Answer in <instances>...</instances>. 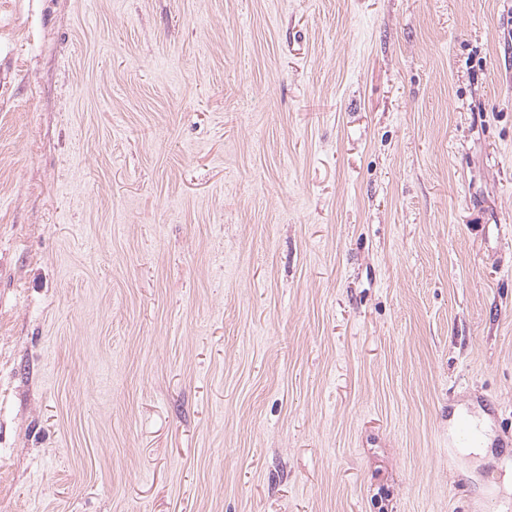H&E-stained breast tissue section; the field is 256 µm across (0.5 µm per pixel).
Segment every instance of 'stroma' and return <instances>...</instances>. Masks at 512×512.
<instances>
[{
	"instance_id": "stroma-1",
	"label": "stroma",
	"mask_w": 512,
	"mask_h": 512,
	"mask_svg": "<svg viewBox=\"0 0 512 512\" xmlns=\"http://www.w3.org/2000/svg\"><path fill=\"white\" fill-rule=\"evenodd\" d=\"M0 512H512V0H0ZM479 430L480 425L474 419V414L468 411L458 415L452 427V434L460 445H466L478 438Z\"/></svg>"
}]
</instances>
